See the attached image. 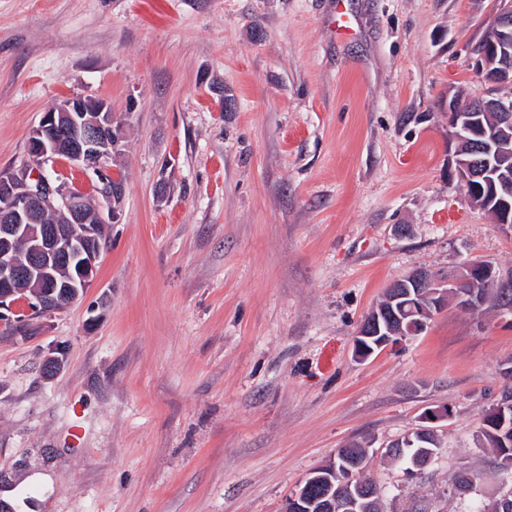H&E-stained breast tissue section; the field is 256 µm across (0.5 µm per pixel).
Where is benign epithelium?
I'll return each instance as SVG.
<instances>
[{
    "label": "benign epithelium",
    "mask_w": 512,
    "mask_h": 512,
    "mask_svg": "<svg viewBox=\"0 0 512 512\" xmlns=\"http://www.w3.org/2000/svg\"><path fill=\"white\" fill-rule=\"evenodd\" d=\"M484 48L478 51V65L483 80L492 85L512 86V0H500L489 29L481 38ZM496 112L503 125L512 127V95L488 96L476 100L469 108L457 98H448L450 139L459 144L467 140L482 122L481 113ZM120 124L112 104L104 98L73 95L43 112L39 123L28 136L27 153L40 168L25 166L16 174L0 176V319L13 315L21 326L30 319L51 315L82 298L96 277L100 239L108 224L114 222L121 206L122 192L112 174L110 157L119 144ZM97 177L98 203L93 216H85L82 192L44 176V166L58 160ZM458 179L465 188L482 195L475 181L482 179L480 160L465 159L455 150ZM501 190L493 211L494 222L512 232V177L498 180ZM56 212L64 224L84 225L83 234L74 238L62 227L40 223L46 210ZM29 255L24 266L18 255ZM72 268L70 279L58 282V263ZM494 275V266L481 259L468 263L453 277H441L418 269L408 275L416 289L408 329L381 328L379 315L367 314L355 340V352L366 358L376 350L399 340L422 333L428 326L432 300L448 297V288L476 283ZM352 479L342 480L330 504L331 509H347Z\"/></svg>",
    "instance_id": "benign-epithelium-1"
}]
</instances>
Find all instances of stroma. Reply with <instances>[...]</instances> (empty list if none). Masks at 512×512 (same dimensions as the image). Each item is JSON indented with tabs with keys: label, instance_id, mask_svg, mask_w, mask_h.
Listing matches in <instances>:
<instances>
[{
	"label": "stroma",
	"instance_id": "1",
	"mask_svg": "<svg viewBox=\"0 0 512 512\" xmlns=\"http://www.w3.org/2000/svg\"><path fill=\"white\" fill-rule=\"evenodd\" d=\"M497 8L0 0V174L42 112L81 94L121 118L126 178L86 296L0 324V497H31L29 512H282L362 440L384 512L417 497L469 512L511 489L477 433L508 381L512 313L451 305L354 353L413 270L512 268V234L471 204L448 137L449 90L490 91L475 47ZM444 407L423 475L382 458ZM474 468L484 481L451 494Z\"/></svg>",
	"mask_w": 512,
	"mask_h": 512
}]
</instances>
